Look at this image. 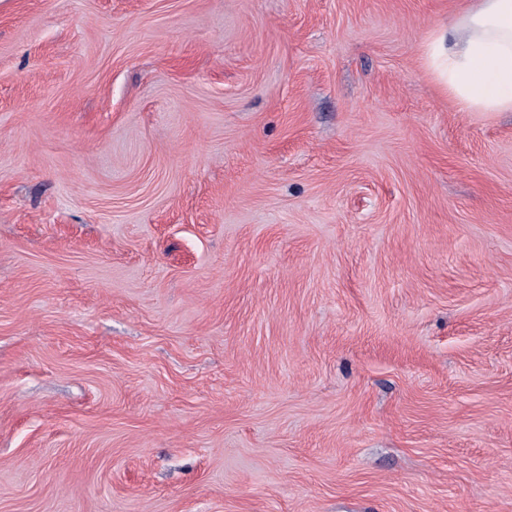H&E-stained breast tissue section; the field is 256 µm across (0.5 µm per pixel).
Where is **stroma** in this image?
Wrapping results in <instances>:
<instances>
[{"label": "stroma", "instance_id": "obj_1", "mask_svg": "<svg viewBox=\"0 0 512 512\" xmlns=\"http://www.w3.org/2000/svg\"><path fill=\"white\" fill-rule=\"evenodd\" d=\"M469 3L0 0V512H512Z\"/></svg>", "mask_w": 512, "mask_h": 512}]
</instances>
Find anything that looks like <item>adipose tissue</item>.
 <instances>
[{"label":"adipose tissue","mask_w":512,"mask_h":512,"mask_svg":"<svg viewBox=\"0 0 512 512\" xmlns=\"http://www.w3.org/2000/svg\"><path fill=\"white\" fill-rule=\"evenodd\" d=\"M424 75L468 112H512V0H471L420 47Z\"/></svg>","instance_id":"obj_1"}]
</instances>
